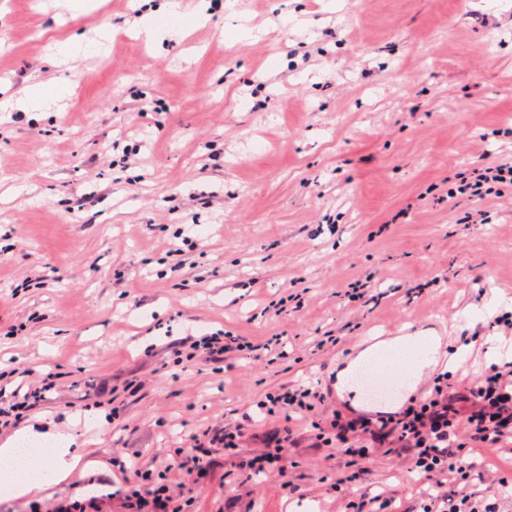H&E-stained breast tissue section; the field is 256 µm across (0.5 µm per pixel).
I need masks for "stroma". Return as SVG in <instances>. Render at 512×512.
<instances>
[{"label":"stroma","mask_w":512,"mask_h":512,"mask_svg":"<svg viewBox=\"0 0 512 512\" xmlns=\"http://www.w3.org/2000/svg\"><path fill=\"white\" fill-rule=\"evenodd\" d=\"M182 4L181 25L202 8L208 23L151 50L127 33L132 0H105L83 20L62 0H0V98L72 83L59 113L0 114V374L57 384L0 427V441L56 428L75 433L88 461L41 497L0 495V512H54L90 495L100 512H126L117 463L163 468L190 435L245 420L284 385H317L315 421L360 416L348 394L370 336L439 337L408 397L443 371L462 386L488 368L485 340L512 311V183L490 199L491 224L463 223L469 204H449L443 189L476 153L512 152V0H238L249 40L220 0ZM99 25L117 32L107 57L54 62L56 40ZM487 28L501 33L491 53ZM299 46L310 57L286 60ZM116 141L135 162L122 163ZM181 229L192 243L175 257ZM368 275L380 303L338 300ZM292 293L302 307L271 312ZM222 330L258 344L284 336L288 357L170 353ZM474 331L479 341L465 343ZM328 334L339 343L317 348ZM461 347L459 364L450 355ZM281 427L256 424L232 463L213 449L200 479L171 471L177 502L339 512L347 460L315 447L308 426L291 464L243 484ZM472 459L512 512L497 483L512 444ZM362 485L399 508L424 491L403 456L381 453Z\"/></svg>","instance_id":"35a3bbf8"}]
</instances>
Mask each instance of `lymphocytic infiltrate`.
Here are the masks:
<instances>
[{
  "label": "lymphocytic infiltrate",
  "instance_id": "obj_1",
  "mask_svg": "<svg viewBox=\"0 0 512 512\" xmlns=\"http://www.w3.org/2000/svg\"><path fill=\"white\" fill-rule=\"evenodd\" d=\"M507 181L512 182V161L483 164L469 178L449 180L448 200L480 202L495 194L497 184ZM320 398L318 390L293 384L266 392L256 408L261 415H281L291 421L306 417ZM248 431V425L228 420L217 430L192 435L189 453L177 457L174 466L189 475L202 473L211 449L235 456ZM315 438L355 463L345 482L360 480L359 462L383 450L399 451L406 453L411 472L440 490L439 495L421 501V512H500L496 497L477 490L483 474L468 456L476 449L512 440V362L491 366L461 393L451 390L447 374L437 375L429 393L402 411L378 418L337 414L318 426ZM137 476L125 496L128 512H181L166 471L146 469ZM447 481L461 485V493H442Z\"/></svg>",
  "mask_w": 512,
  "mask_h": 512
}]
</instances>
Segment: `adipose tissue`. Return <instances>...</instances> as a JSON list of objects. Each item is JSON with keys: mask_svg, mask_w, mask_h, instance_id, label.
I'll return each instance as SVG.
<instances>
[{"mask_svg": "<svg viewBox=\"0 0 512 512\" xmlns=\"http://www.w3.org/2000/svg\"><path fill=\"white\" fill-rule=\"evenodd\" d=\"M147 9L142 15L138 29L139 36L147 42L158 44L168 36L163 19L178 16L181 4L179 0H143ZM66 83H37L29 86L23 97L17 100L0 102V111H20L30 114L31 118H41L42 114L56 106L58 100L66 97ZM38 442L46 446V456L28 458L29 469H44L41 478L23 476L13 470L10 462L18 444ZM75 436L69 432H37L27 427L0 443V488L14 498H29L39 495L50 483H60L71 478L80 466L81 457L74 449Z\"/></svg>", "mask_w": 512, "mask_h": 512, "instance_id": "obj_1", "label": "adipose tissue"}]
</instances>
